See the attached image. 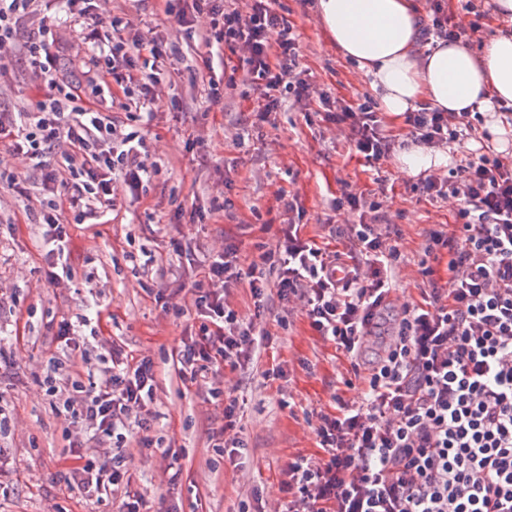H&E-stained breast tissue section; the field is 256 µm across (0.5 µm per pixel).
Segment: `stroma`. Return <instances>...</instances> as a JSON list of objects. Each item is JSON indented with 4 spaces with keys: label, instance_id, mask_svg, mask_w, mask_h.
<instances>
[{
    "label": "stroma",
    "instance_id": "35a3bbf8",
    "mask_svg": "<svg viewBox=\"0 0 512 512\" xmlns=\"http://www.w3.org/2000/svg\"><path fill=\"white\" fill-rule=\"evenodd\" d=\"M315 2L280 0L295 26L305 79L341 102L370 94L355 64L328 37ZM106 7L124 9L142 29L175 41L181 57L191 59L193 40L172 32L158 0H108ZM44 15L56 32L59 70L78 74V34L59 23L54 8ZM35 93L30 61L16 52L0 71V105L17 107ZM159 95L146 127L147 150L162 163L159 173L138 197L120 191L114 210L103 217L79 223L73 212L62 216L69 226L73 280L45 281L42 228L30 221L27 197L0 188V347L12 365L0 375V411L9 418L0 434V512H116L112 502L71 494L60 479L73 427L52 414L43 383L51 360H60L68 375L82 362L96 367L98 357L115 346L150 358L157 373L151 426L163 447L132 449L130 466L133 485L153 512H248L257 489L267 512H279L281 469L297 453H313L316 411L333 410L339 395L359 398V389L346 382L354 364L367 359L350 361L316 336L301 314L281 323L267 317L266 329L278 338L272 354L261 355L248 371L219 373L237 387L245 443L236 461L225 460L208 438L224 422L223 398L207 397L174 370L195 306L192 293L175 296L171 290L196 270L169 262L170 240L190 241L199 256L234 244L243 257L255 259L258 243L272 241L276 225L288 218L276 196L282 190L298 196L305 235L336 251L341 244L327 236L325 226L350 220V213L336 208L343 190L374 196L386 223L402 236L394 297L403 305L420 299L425 229L453 223L459 209L457 199L422 196L419 176L402 173L397 159L377 172L364 167L335 125L318 116L306 121L293 98L264 120L255 114V95L238 88L225 90L223 106L211 108L202 83L185 72L173 75ZM180 205L208 208L212 215L204 224H182L174 216ZM95 301L103 314L95 337L85 340V352L62 350L56 322ZM176 306L183 317L173 316ZM275 362L285 366V378L266 377ZM175 469L181 477L173 484Z\"/></svg>",
    "mask_w": 512,
    "mask_h": 512
}]
</instances>
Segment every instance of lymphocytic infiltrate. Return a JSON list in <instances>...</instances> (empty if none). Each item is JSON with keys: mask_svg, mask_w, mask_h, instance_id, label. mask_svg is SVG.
I'll use <instances>...</instances> for the list:
<instances>
[{"mask_svg": "<svg viewBox=\"0 0 512 512\" xmlns=\"http://www.w3.org/2000/svg\"><path fill=\"white\" fill-rule=\"evenodd\" d=\"M162 2L171 26L198 39L187 70L206 79L209 105L223 104L225 87L248 86L264 118L290 94L342 127L370 167L389 160L395 141L370 97L342 104L314 96L302 79L294 26L278 0ZM58 3L85 48L78 83L56 76L51 26L25 27L41 0H0V53L23 47L38 84L21 107L0 109V132L52 193L31 211L45 228L44 275L52 284L74 275L62 208L79 217L108 212L120 190L137 193L158 171L145 134L123 132L108 102L121 96L128 109L151 111L175 49L126 13ZM475 118L427 107L404 115L414 141L429 148L475 135ZM418 189L461 202L455 223L426 234L424 253L447 255L448 279L420 266L422 300L395 315L381 355L359 379L360 399L340 398L335 412L318 413L317 455L296 456L283 469L282 512H512V160L471 154L448 174L426 175ZM336 207L358 217L329 227L342 250L328 251L291 220L257 259L242 258L233 245L212 255L203 277L188 284L200 325L176 353L181 379L197 382L212 365L248 368L273 343L257 320L277 309H301L316 335L347 357L362 352L391 304L400 237L383 224L377 203L356 193L344 192ZM242 285L254 308L248 319L229 300ZM155 387L153 361L117 349L96 381L49 387L52 411L75 429L63 477L70 490L88 501H119V512H150L131 486L126 454L111 446H154ZM95 450L108 451L107 461H92Z\"/></svg>", "mask_w": 512, "mask_h": 512, "instance_id": "obj_1", "label": "lymphocytic infiltrate"}]
</instances>
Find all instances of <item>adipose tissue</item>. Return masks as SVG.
<instances>
[{
  "instance_id": "ef3b65f1",
  "label": "adipose tissue",
  "mask_w": 512,
  "mask_h": 512,
  "mask_svg": "<svg viewBox=\"0 0 512 512\" xmlns=\"http://www.w3.org/2000/svg\"><path fill=\"white\" fill-rule=\"evenodd\" d=\"M499 26L478 50L459 44L419 45V0H317L337 49L356 64L384 112L392 116L425 104L443 112H485L493 150L512 148L508 127L496 116L512 102V0H494Z\"/></svg>"
}]
</instances>
